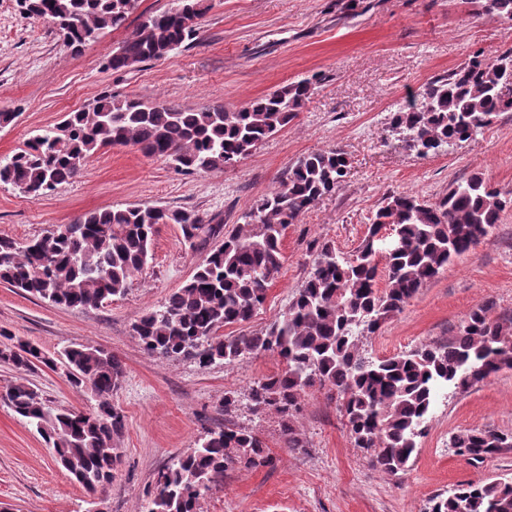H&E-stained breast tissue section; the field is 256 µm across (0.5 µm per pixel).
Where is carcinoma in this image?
<instances>
[{
    "label": "carcinoma",
    "instance_id": "carcinoma-1",
    "mask_svg": "<svg viewBox=\"0 0 512 512\" xmlns=\"http://www.w3.org/2000/svg\"><path fill=\"white\" fill-rule=\"evenodd\" d=\"M471 16L512 20V0H466ZM28 14L51 20L83 16L79 29H59L75 54L95 40L93 33L124 26L138 0H19ZM205 0H169L147 15L136 32L107 59L105 68L130 70L168 57L194 39ZM317 77L291 82L255 98L234 112L222 105L197 110L138 97L102 92L86 109L44 129L11 157L0 160V182L32 199L75 179L99 151L134 146L164 159L184 174L231 166L251 155L268 137L293 121L310 97ZM512 50L493 60L476 54L445 76L424 84L392 114L406 149L420 158L443 145L473 140L502 112H512ZM341 149L298 158L280 187L258 199L244 223L224 236L198 264L190 281L171 293L161 308L143 316L134 332L148 352L162 358H193L207 367L262 352L278 354L285 371L259 382L251 392L256 411L272 409L288 419L301 393L316 384L342 399L356 446L372 466L396 475L410 467L436 397L445 388L464 391L502 369H512V317L493 319L487 309L471 311L456 336L372 361L358 351V336L373 333L402 310L420 288L455 259L472 252L500 222L512 199L479 174L456 183L438 201L393 194L376 213L362 245L338 257L321 245L306 282L283 317L256 335L222 336L228 325L250 321L279 273L284 231L348 174ZM178 224L191 246L219 236L221 225L192 212L149 205L94 210L39 238L0 240V280L68 308H96L126 293L132 276L150 257L156 226ZM395 245L382 249L381 230ZM385 287H379L380 281ZM0 363L30 371L40 363L62 365L74 386L96 400L90 412L59 409L34 388L18 383L0 393L12 411L34 427L56 460L86 492L112 484L118 455L113 437L122 433L123 414L112 392L124 375L121 361L91 345L65 349L60 360L37 346L0 333ZM461 456L477 457L512 448V434L494 428L461 432L452 439ZM271 464L254 432L226 426L208 432L197 448L158 473L145 512H198L202 496L224 482L237 465ZM428 512H512V477L487 483H460L451 493L430 498Z\"/></svg>",
    "mask_w": 512,
    "mask_h": 512
}]
</instances>
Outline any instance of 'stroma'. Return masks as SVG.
I'll list each match as a JSON object with an SVG mask.
<instances>
[{"label": "stroma", "mask_w": 512, "mask_h": 512, "mask_svg": "<svg viewBox=\"0 0 512 512\" xmlns=\"http://www.w3.org/2000/svg\"><path fill=\"white\" fill-rule=\"evenodd\" d=\"M169 0H139L124 27L74 54L51 22L0 0V159L41 129L88 107L103 90L199 108L232 111L292 81L319 82L297 118L251 155L221 170L181 174L137 148L112 147L88 160L80 175L39 200L0 183V238L19 242L73 223L82 214L143 204L192 211L233 231L289 167L312 151L342 148L348 175L289 225L283 265L264 303L224 336L264 330L287 311L305 283L322 243L350 255L391 194L437 201L455 182L479 174L512 194V112L501 113L476 139L425 158L408 151L390 127L393 112L430 79L448 74L474 53L495 58L512 48V21L469 17L459 0H208L193 42L163 60L115 72L103 64L135 32L143 15ZM153 257L124 296L101 306H55L0 282V330L55 355L88 344L121 360L124 377L112 394L125 419L114 437L120 462L114 479L91 500L56 462L43 439L0 402V507L9 512H143L160 470L199 446L211 429L236 425L257 433L274 462L236 467L199 501L198 512H424L428 499L462 482L512 476V449L474 464L451 446L455 434L491 427L512 433V370L466 391L439 396L408 471L374 470L356 447L336 396L313 387L289 420L254 411L257 382L282 373L278 355L200 367L193 359H161L145 351L133 326L181 288L206 256L190 247L179 225L162 224ZM512 316V206L473 253L457 258L358 347L370 360L447 342L472 310ZM28 383L56 407L91 410V395L72 386L63 369L19 371L0 364V390ZM232 405H225V397ZM291 425L301 445L282 435Z\"/></svg>", "instance_id": "1"}]
</instances>
